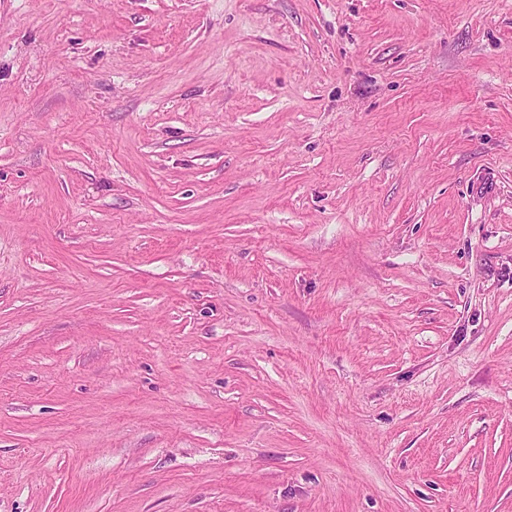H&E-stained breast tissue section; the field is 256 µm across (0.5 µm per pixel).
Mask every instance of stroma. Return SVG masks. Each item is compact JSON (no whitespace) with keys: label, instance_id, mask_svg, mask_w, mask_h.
<instances>
[{"label":"stroma","instance_id":"35a3bbf8","mask_svg":"<svg viewBox=\"0 0 512 512\" xmlns=\"http://www.w3.org/2000/svg\"><path fill=\"white\" fill-rule=\"evenodd\" d=\"M0 512H512V0H0Z\"/></svg>","mask_w":512,"mask_h":512}]
</instances>
